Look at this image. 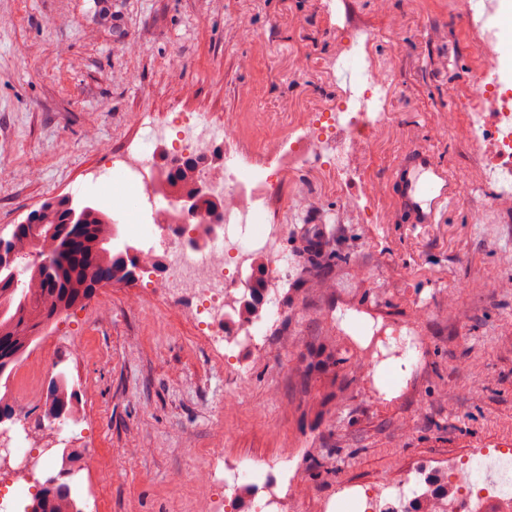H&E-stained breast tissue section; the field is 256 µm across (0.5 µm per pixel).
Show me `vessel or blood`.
I'll return each mask as SVG.
<instances>
[{"label": "vessel or blood", "instance_id": "1", "mask_svg": "<svg viewBox=\"0 0 512 512\" xmlns=\"http://www.w3.org/2000/svg\"><path fill=\"white\" fill-rule=\"evenodd\" d=\"M400 209L410 224H433L453 197V183L427 148L405 154L392 171Z\"/></svg>", "mask_w": 512, "mask_h": 512}]
</instances>
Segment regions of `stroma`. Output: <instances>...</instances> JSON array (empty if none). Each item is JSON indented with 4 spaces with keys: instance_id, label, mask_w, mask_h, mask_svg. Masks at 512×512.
Returning a JSON list of instances; mask_svg holds the SVG:
<instances>
[{
    "instance_id": "obj_1",
    "label": "stroma",
    "mask_w": 512,
    "mask_h": 512,
    "mask_svg": "<svg viewBox=\"0 0 512 512\" xmlns=\"http://www.w3.org/2000/svg\"><path fill=\"white\" fill-rule=\"evenodd\" d=\"M337 12L374 34L369 55L393 71L394 126L344 191L305 173L318 202L301 212L285 213L294 183L270 186L268 221L282 225L292 266L265 359L221 360L193 304L153 298L143 273L97 289L31 346L54 358L42 381L65 372L81 395L75 445L94 463L69 483L102 512H205L214 450L276 460L304 486L295 512H336L376 484L512 449V214L478 190L455 196L439 223L409 224L390 181L417 147L451 175H480L465 122L444 123L479 66L478 34L448 0H337ZM242 18L255 31L247 45ZM338 50L322 0H0V237L48 199L95 201L93 173L111 176L113 155L144 135L133 112L236 120L243 173L273 174L260 142L335 96ZM317 230L336 259L309 274L304 241ZM346 311L366 325H415L419 357L395 396L358 372L363 336L342 326Z\"/></svg>"
}]
</instances>
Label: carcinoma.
<instances>
[{"mask_svg":"<svg viewBox=\"0 0 512 512\" xmlns=\"http://www.w3.org/2000/svg\"><path fill=\"white\" fill-rule=\"evenodd\" d=\"M198 169L193 161H181L176 165L166 182L174 194H186L197 183L194 173ZM70 206L62 197L43 203V211L37 228L33 224H17L8 239V250L14 258L29 255L19 246L27 244L39 253L47 252L56 258L55 265L44 269L31 262L24 267L30 272L26 282L31 288H21L9 278L15 266L6 263L0 268V379L22 362L32 343L43 330L62 312L88 299L96 286L114 282H130L141 271L138 249L125 246L124 250L112 253V238L105 235L104 226L111 225L110 216L90 204L79 211L80 221H69ZM54 228L51 237H46L45 228ZM310 254L309 269L319 270L335 259L328 242L321 240L317 249H307ZM265 286L263 275H258L252 286L244 311H253L259 303ZM47 398L43 416L59 418L71 408L74 393L68 391L67 378L60 372L52 377L47 387ZM82 457L75 448H65L60 454L57 473L58 484L52 488L38 490L31 500L28 512H63L74 499L72 488L65 478L74 473V464Z\"/></svg>","mask_w":512,"mask_h":512,"instance_id":"cac0c4a2","label":"carcinoma"}]
</instances>
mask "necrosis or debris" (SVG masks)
<instances>
[{"label": "necrosis or debris", "instance_id": "necrosis-or-debris-1", "mask_svg": "<svg viewBox=\"0 0 512 512\" xmlns=\"http://www.w3.org/2000/svg\"><path fill=\"white\" fill-rule=\"evenodd\" d=\"M449 10L468 19L480 32L482 62L469 90L454 99L452 115H464L471 141L486 159L479 181L459 175L460 194H470L475 185L493 192L495 206L512 203V0H448ZM342 46L331 67L345 73V87L334 99L312 103L289 124L284 135L266 139L260 150L277 161L278 177L291 180L307 170H320L348 179L358 157L392 124L385 99L394 76L366 53L373 35L362 28L337 26ZM178 137L171 141V155L192 151L205 155L199 176L223 202V223L207 227L197 245H186L180 235L181 212L176 196L168 194L157 177L158 163L142 147L116 154L112 167L153 205L148 234L153 243L139 250L140 264L153 269L162 264L160 295L171 302L195 301V320L200 336L211 344L226 343L247 351L253 360L263 356L258 340L266 310L248 315L242 309L248 293V276L263 264L269 278L288 272L282 248V227L266 223L264 199L269 176L258 172L241 175L230 171L214 157V150L231 152L240 140L236 122L212 125L208 119L176 113L156 120L151 130L156 139L166 138L170 128ZM234 260L226 271V260ZM214 485L248 495L256 512H288L281 492L286 473L274 465L247 468L242 460L211 454L205 464ZM448 494L441 497L416 482L402 491L380 484L366 492L363 512H408L420 502L423 512H481L486 498H494L501 512H512V493L505 492L499 477L486 487L471 491L466 469L452 466L443 475Z\"/></svg>", "mask_w": 512, "mask_h": 512}]
</instances>
